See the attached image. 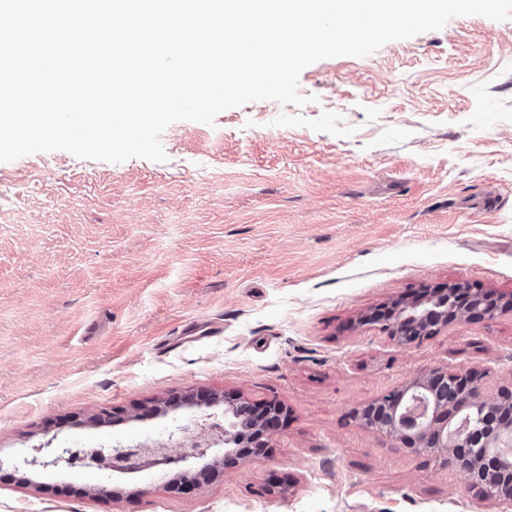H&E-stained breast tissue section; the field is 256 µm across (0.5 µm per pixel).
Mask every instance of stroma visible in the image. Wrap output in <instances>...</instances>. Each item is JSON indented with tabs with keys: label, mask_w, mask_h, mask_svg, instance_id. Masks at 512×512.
Instances as JSON below:
<instances>
[{
	"label": "stroma",
	"mask_w": 512,
	"mask_h": 512,
	"mask_svg": "<svg viewBox=\"0 0 512 512\" xmlns=\"http://www.w3.org/2000/svg\"><path fill=\"white\" fill-rule=\"evenodd\" d=\"M299 92L171 124L163 162L0 163V512H499L357 412L434 370L512 386V310L405 347L361 321L451 283L512 295V18L318 61ZM227 398L287 418L207 480L16 466L192 442ZM39 456L31 459H24L23 463L27 466L38 463L43 468L61 469L67 467L71 462V451L69 448H34Z\"/></svg>",
	"instance_id": "stroma-1"
}]
</instances>
